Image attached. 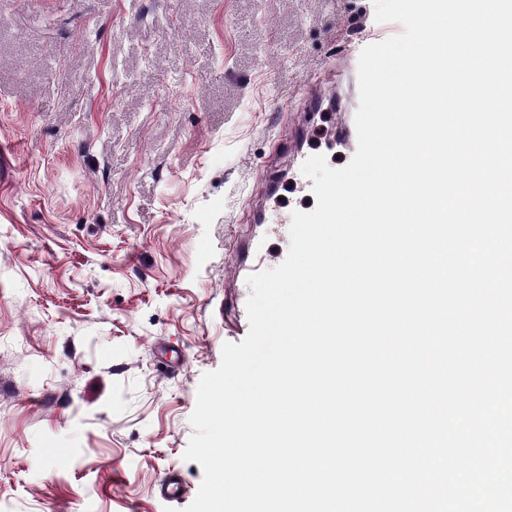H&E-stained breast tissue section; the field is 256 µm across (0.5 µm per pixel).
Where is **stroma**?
Instances as JSON below:
<instances>
[{
    "mask_svg": "<svg viewBox=\"0 0 512 512\" xmlns=\"http://www.w3.org/2000/svg\"><path fill=\"white\" fill-rule=\"evenodd\" d=\"M401 31L373 0H0V512H185L235 260L278 266L304 161L349 162L307 99Z\"/></svg>",
    "mask_w": 512,
    "mask_h": 512,
    "instance_id": "obj_1",
    "label": "stroma"
}]
</instances>
